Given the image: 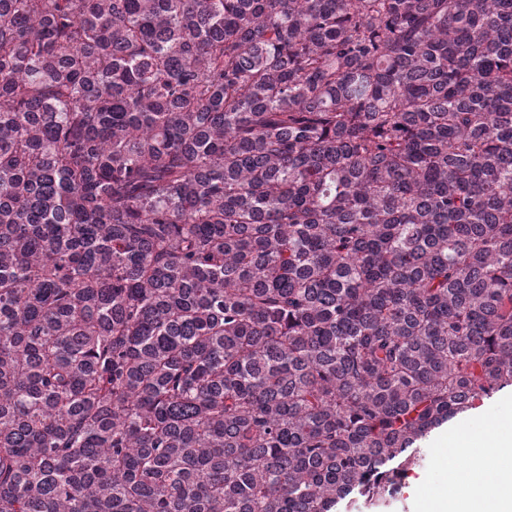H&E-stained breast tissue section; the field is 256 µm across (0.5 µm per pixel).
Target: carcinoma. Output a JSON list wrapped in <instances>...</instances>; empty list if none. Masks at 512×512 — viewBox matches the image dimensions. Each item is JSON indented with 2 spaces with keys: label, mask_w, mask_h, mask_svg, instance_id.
Instances as JSON below:
<instances>
[{
  "label": "carcinoma",
  "mask_w": 512,
  "mask_h": 512,
  "mask_svg": "<svg viewBox=\"0 0 512 512\" xmlns=\"http://www.w3.org/2000/svg\"><path fill=\"white\" fill-rule=\"evenodd\" d=\"M512 387V0H0V512H336Z\"/></svg>",
  "instance_id": "obj_1"
}]
</instances>
